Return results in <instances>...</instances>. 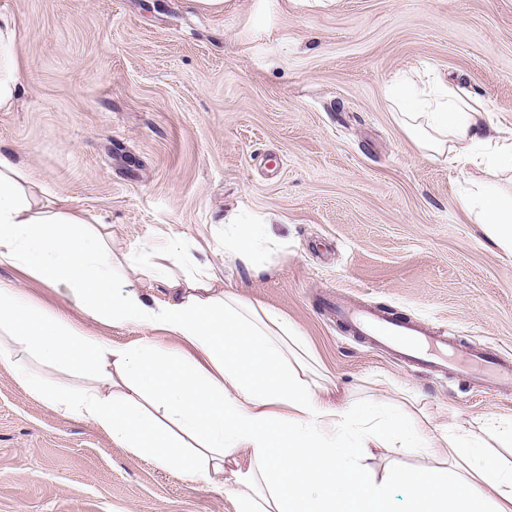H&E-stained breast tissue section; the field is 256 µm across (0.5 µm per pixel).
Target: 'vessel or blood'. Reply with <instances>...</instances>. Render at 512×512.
Here are the masks:
<instances>
[{"mask_svg": "<svg viewBox=\"0 0 512 512\" xmlns=\"http://www.w3.org/2000/svg\"><path fill=\"white\" fill-rule=\"evenodd\" d=\"M329 310L353 335L367 339L377 349L387 351L406 364L444 372L459 354L464 367L489 383L512 386V361H503L491 351L462 348L455 337L434 333L420 323L396 319L340 299L330 303Z\"/></svg>", "mask_w": 512, "mask_h": 512, "instance_id": "1", "label": "vessel or blood"}]
</instances>
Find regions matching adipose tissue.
I'll use <instances>...</instances> for the list:
<instances>
[{
	"mask_svg": "<svg viewBox=\"0 0 512 512\" xmlns=\"http://www.w3.org/2000/svg\"><path fill=\"white\" fill-rule=\"evenodd\" d=\"M18 20L0 10V112L21 95ZM397 119L418 145L449 167L480 171L460 200L492 241L512 255V195L494 177L512 169V139L485 135V116L466 92L388 87ZM103 217L34 179L0 150V266L64 288L103 321L136 324L145 337L114 345L74 330L20 290L0 287V359L34 398L93 422L119 447L210 487L239 486L236 512H388L405 487L423 512L469 505L483 512L494 492L496 512H512V468L489 463L476 480L457 470L437 475L390 471L359 480L361 448L387 430L407 450L444 448L479 454L469 430L426 438L410 415L383 422L356 416L351 405L324 398L306 357L307 340L287 318L219 289L209 263L183 239L115 256ZM132 269L166 288L150 298L124 276ZM67 376L52 382L33 363Z\"/></svg>",
	"mask_w": 512,
	"mask_h": 512,
	"instance_id": "1",
	"label": "adipose tissue"
}]
</instances>
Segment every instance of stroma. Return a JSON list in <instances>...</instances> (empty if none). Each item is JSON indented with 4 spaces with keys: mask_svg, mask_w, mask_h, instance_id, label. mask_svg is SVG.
<instances>
[{
    "mask_svg": "<svg viewBox=\"0 0 512 512\" xmlns=\"http://www.w3.org/2000/svg\"><path fill=\"white\" fill-rule=\"evenodd\" d=\"M29 60L0 147L112 225L136 253L196 242L226 291L286 316L311 342L328 389L359 414L406 411L425 434L462 425L512 463L488 419L512 420V387L392 362L322 306L357 304L462 336L512 361V256L459 205L464 178L424 154L385 94L423 74L512 134V0H0ZM263 225L253 266L224 252V226ZM0 284L115 344L143 336L83 311L64 289L10 266ZM445 449L373 448L389 469L468 474ZM215 489L112 444L89 421L35 399L0 359V512H235Z\"/></svg>",
    "mask_w": 512,
    "mask_h": 512,
    "instance_id": "stroma-1",
    "label": "stroma"
}]
</instances>
